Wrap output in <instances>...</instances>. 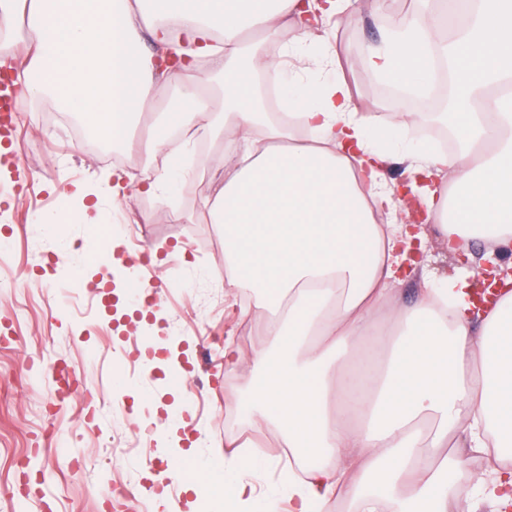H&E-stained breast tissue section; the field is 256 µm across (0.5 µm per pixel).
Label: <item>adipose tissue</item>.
Wrapping results in <instances>:
<instances>
[{"label":"adipose tissue","instance_id":"adipose-tissue-1","mask_svg":"<svg viewBox=\"0 0 512 512\" xmlns=\"http://www.w3.org/2000/svg\"><path fill=\"white\" fill-rule=\"evenodd\" d=\"M351 0H0V66L23 39L30 54L18 78L31 99L55 98L101 139L126 140L163 88L177 99L153 125L145 150L163 166L145 188L172 193L197 139L216 133L243 142L224 156V185L211 207L224 227V285L249 294L245 315L266 320L269 338L250 356L226 347L246 383L249 430L224 433L223 460L204 465L216 487L211 512H328L347 497L353 512H451L461 497L473 512H512V266L498 265L495 308L479 307L466 276L432 281L409 254L424 227L467 253L483 240L489 263L512 250V0H443L434 12L387 18L382 39L361 57L364 70L425 88L436 70L439 32L455 17L470 27L451 56L454 155L397 136V124L360 111L335 75L340 53L323 29ZM297 30L274 55L247 51L243 33ZM188 44L177 65L155 47L173 34ZM150 36L154 48L141 47ZM223 84L222 126L199 122L214 92L200 68ZM284 88L300 126L267 122L255 76ZM422 180L423 224H400L390 165ZM77 196L79 214L40 217L50 237L79 218L107 223ZM420 274L416 303L398 286ZM396 313L390 336L378 315ZM274 431L285 457L265 454ZM489 467L455 482L467 460ZM278 472L258 491L253 477Z\"/></svg>","mask_w":512,"mask_h":512}]
</instances>
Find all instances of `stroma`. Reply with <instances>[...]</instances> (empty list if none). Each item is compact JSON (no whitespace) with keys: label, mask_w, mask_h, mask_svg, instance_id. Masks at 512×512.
I'll use <instances>...</instances> for the list:
<instances>
[{"label":"stroma","mask_w":512,"mask_h":512,"mask_svg":"<svg viewBox=\"0 0 512 512\" xmlns=\"http://www.w3.org/2000/svg\"><path fill=\"white\" fill-rule=\"evenodd\" d=\"M379 0H356L328 31L341 51L339 74L361 108L394 121L400 109L421 126L444 123L426 99L395 94L355 66L378 42ZM51 101L20 99L14 164L0 170V512H206L186 482L160 485L145 460L188 454L223 459L224 429L244 394L240 371L224 364V346L243 354L264 341V322L245 317L241 295L213 278L224 266V229L208 202L224 183L223 138L198 155L194 176L177 183L176 210L139 190L159 165L95 139L72 143L69 123H47ZM136 183L109 210L105 224H66L76 255L49 257L36 215L57 209L61 189L92 186L112 171ZM154 214L153 223L143 221ZM117 241L140 260L141 282L157 292V316L144 331L117 330L116 311H102L95 284L109 277L120 289L124 266L98 262L99 239ZM75 368L81 397L59 394L56 364ZM78 475H71V468Z\"/></svg>","instance_id":"obj_1"}]
</instances>
